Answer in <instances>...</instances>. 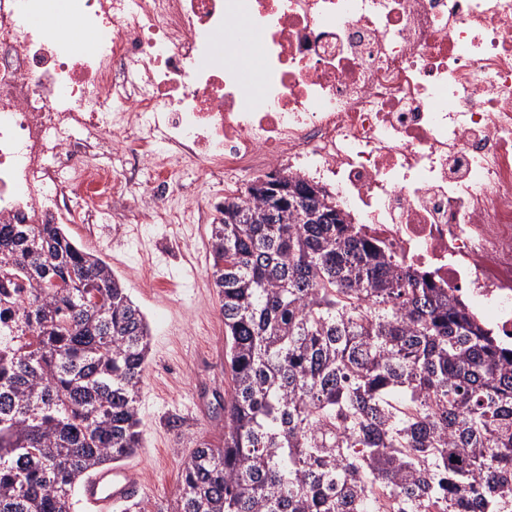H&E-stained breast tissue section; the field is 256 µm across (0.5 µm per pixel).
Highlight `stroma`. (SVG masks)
<instances>
[{
    "instance_id": "1",
    "label": "stroma",
    "mask_w": 512,
    "mask_h": 512,
    "mask_svg": "<svg viewBox=\"0 0 512 512\" xmlns=\"http://www.w3.org/2000/svg\"><path fill=\"white\" fill-rule=\"evenodd\" d=\"M85 248L121 278L150 328L135 459L144 471L143 512H175L180 476L198 444L224 445V319L209 270L205 224H94Z\"/></svg>"
}]
</instances>
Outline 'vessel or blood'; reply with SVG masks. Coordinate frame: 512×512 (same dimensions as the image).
Wrapping results in <instances>:
<instances>
[{
    "instance_id": "1",
    "label": "vessel or blood",
    "mask_w": 512,
    "mask_h": 512,
    "mask_svg": "<svg viewBox=\"0 0 512 512\" xmlns=\"http://www.w3.org/2000/svg\"><path fill=\"white\" fill-rule=\"evenodd\" d=\"M144 492L140 468L132 465L101 467L84 478L81 506L83 512H113L119 505L138 500Z\"/></svg>"
}]
</instances>
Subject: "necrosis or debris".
Masks as SVG:
<instances>
[{"mask_svg": "<svg viewBox=\"0 0 512 512\" xmlns=\"http://www.w3.org/2000/svg\"><path fill=\"white\" fill-rule=\"evenodd\" d=\"M94 27L72 54L42 0H0V223L79 225L135 193L181 219L186 165L301 177L395 265L426 274L512 343V0H63ZM261 36L258 84L210 39ZM130 134L110 149L107 134Z\"/></svg>", "mask_w": 512, "mask_h": 512, "instance_id": "obj_1", "label": "necrosis or debris"}]
</instances>
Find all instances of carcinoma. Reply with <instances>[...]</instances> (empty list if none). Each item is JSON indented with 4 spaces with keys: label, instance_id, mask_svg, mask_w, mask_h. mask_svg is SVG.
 <instances>
[{
    "label": "carcinoma",
    "instance_id": "carcinoma-1",
    "mask_svg": "<svg viewBox=\"0 0 512 512\" xmlns=\"http://www.w3.org/2000/svg\"><path fill=\"white\" fill-rule=\"evenodd\" d=\"M211 225L224 447L179 512H512V349L301 178ZM145 315L62 224H0V512H76L139 447Z\"/></svg>",
    "mask_w": 512,
    "mask_h": 512
}]
</instances>
